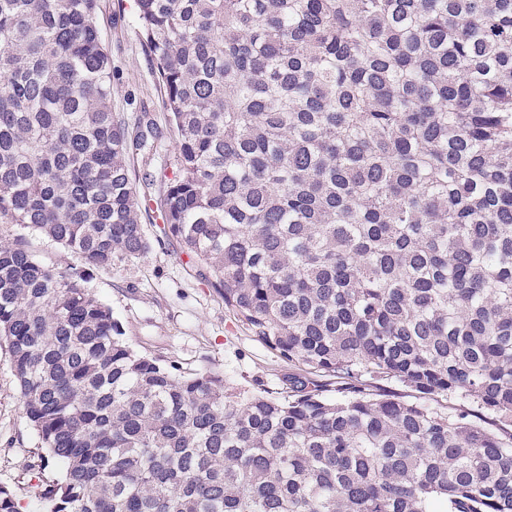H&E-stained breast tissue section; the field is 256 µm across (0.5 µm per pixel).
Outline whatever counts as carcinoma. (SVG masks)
<instances>
[{
  "mask_svg": "<svg viewBox=\"0 0 512 512\" xmlns=\"http://www.w3.org/2000/svg\"><path fill=\"white\" fill-rule=\"evenodd\" d=\"M163 232L277 392L130 347L150 249L97 0H0V342L48 512H512V0H136ZM448 404L440 403V398ZM0 233L4 238H12L23 235L32 242L33 253L36 258L53 267H65L70 264H77V259L63 245L53 242L42 236L32 234L28 228L16 224H0Z\"/></svg>",
  "mask_w": 512,
  "mask_h": 512,
  "instance_id": "obj_1",
  "label": "carcinoma"
}]
</instances>
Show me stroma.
<instances>
[{"label": "stroma", "instance_id": "35a3bbf8", "mask_svg": "<svg viewBox=\"0 0 512 512\" xmlns=\"http://www.w3.org/2000/svg\"><path fill=\"white\" fill-rule=\"evenodd\" d=\"M98 25L112 65V110L129 131L149 117L157 140L131 150L135 187L150 214L144 231L151 243L143 257L93 271L89 286L111 307L131 347L175 362L185 373L213 370L233 386L277 387L287 363L252 341L215 289L201 279L183 247L166 239L155 220L163 193L160 178L176 163V135L167 123L160 87L134 12V0H98ZM29 237L36 258L53 267L75 263L63 245L15 224H0V236ZM62 468L41 447L20 403L6 344H0V486L10 489L19 512H44L39 483L59 478Z\"/></svg>", "mask_w": 512, "mask_h": 512}]
</instances>
